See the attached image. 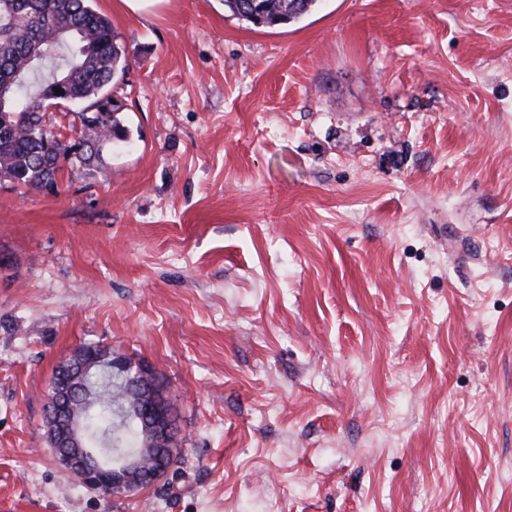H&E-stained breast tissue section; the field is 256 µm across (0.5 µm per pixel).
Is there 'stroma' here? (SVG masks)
<instances>
[{
	"label": "stroma",
	"instance_id": "1",
	"mask_svg": "<svg viewBox=\"0 0 512 512\" xmlns=\"http://www.w3.org/2000/svg\"><path fill=\"white\" fill-rule=\"evenodd\" d=\"M133 133L0 183V512H512V0H93ZM152 364L183 452L107 496L53 372ZM317 0H224V7L254 26L274 27L300 20Z\"/></svg>",
	"mask_w": 512,
	"mask_h": 512
}]
</instances>
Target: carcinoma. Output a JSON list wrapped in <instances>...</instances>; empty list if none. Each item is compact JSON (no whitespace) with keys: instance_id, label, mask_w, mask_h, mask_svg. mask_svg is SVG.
<instances>
[{"instance_id":"obj_1","label":"carcinoma","mask_w":512,"mask_h":512,"mask_svg":"<svg viewBox=\"0 0 512 512\" xmlns=\"http://www.w3.org/2000/svg\"><path fill=\"white\" fill-rule=\"evenodd\" d=\"M92 0H0V73L14 80L15 93L0 106V182L27 190L59 192L63 164H102L104 153L131 143L123 109L109 94L127 68L125 51L111 21ZM317 0H224V7L254 26L274 27L300 20ZM67 77L58 102L75 118L72 139L58 140L46 122L52 101L45 95L59 75ZM91 392L78 397L87 446L96 454L139 455L143 436L122 414L125 388L106 368L88 377Z\"/></svg>"}]
</instances>
